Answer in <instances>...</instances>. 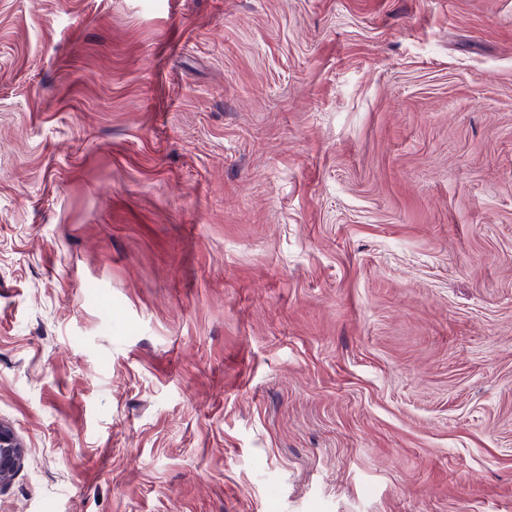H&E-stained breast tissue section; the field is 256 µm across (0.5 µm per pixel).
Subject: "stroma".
I'll return each mask as SVG.
<instances>
[{
	"label": "stroma",
	"mask_w": 512,
	"mask_h": 512,
	"mask_svg": "<svg viewBox=\"0 0 512 512\" xmlns=\"http://www.w3.org/2000/svg\"><path fill=\"white\" fill-rule=\"evenodd\" d=\"M0 512H512V0H0ZM28 448L13 427L0 421V491L10 486L23 470Z\"/></svg>",
	"instance_id": "obj_1"
}]
</instances>
